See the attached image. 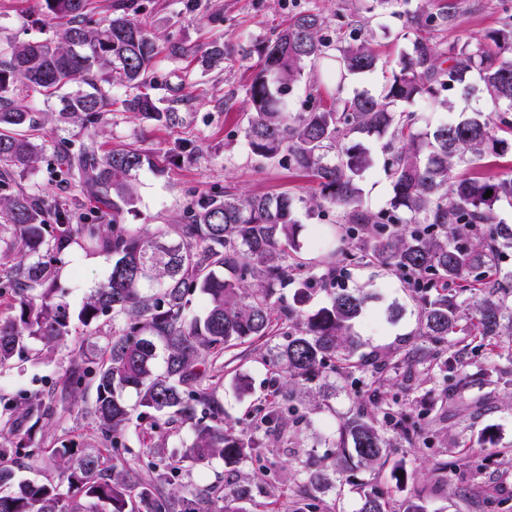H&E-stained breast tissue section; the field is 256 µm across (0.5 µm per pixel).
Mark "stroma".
Instances as JSON below:
<instances>
[{
    "label": "stroma",
    "mask_w": 512,
    "mask_h": 512,
    "mask_svg": "<svg viewBox=\"0 0 512 512\" xmlns=\"http://www.w3.org/2000/svg\"><path fill=\"white\" fill-rule=\"evenodd\" d=\"M136 21L160 46L177 39L193 46L216 36L224 38V62L216 67L184 63L160 54L156 79L161 97L173 101L181 121L166 127L138 114L124 111L121 102L128 88L112 89V110L97 126L83 128L70 124L60 115L59 100L40 107V123L32 139L42 153L34 170L15 174L9 184L0 186V195L19 190L36 194L46 202L67 211L72 219L92 216L95 202L69 179L57 161L60 141L74 144L95 143L102 150L132 144L153 154L164 166L163 176L142 171L135 183L137 202L125 221L129 224L178 223L185 206L224 188L245 196L289 193L308 197L316 185L310 177L288 169L278 162H267L251 154L243 137L247 123L246 88L250 82L253 58L244 49L256 45L282 28L289 17L305 9L320 10L328 19L342 12V0H203L195 11L187 10L185 0H136ZM437 14L452 12L451 21L435 27L434 42L479 43L500 27L505 13L501 0H407L396 9L374 8L361 14L367 39L379 57L377 67L367 73L349 76L337 85L333 71L318 70L298 82L290 93L289 108L294 112L331 103L336 92L351 97L382 92L402 54L415 38L406 26L407 12L418 8ZM52 21L42 16L35 0H0V40H31L46 37ZM369 145L373 166L360 179L363 207L377 212L388 207L392 198L391 182L385 171L389 157L387 140L373 137ZM301 225L299 239L305 256L318 260L342 243L333 232L340 220L336 208L308 214L298 208ZM112 259L103 253H88L73 247L70 257L58 269V284L66 291L72 310H79L85 297L104 284ZM334 288L366 295L367 301L352 326L359 353L396 360L408 350L420 346L416 337V304L404 282L391 271L348 261L337 263ZM112 331L108 319H101L96 330L73 323L63 345L47 348L29 344L0 371V432L12 427L31 430L39 456L16 457L18 478L34 482H62L63 476L51 450L63 442L80 448H98L102 441L85 409L94 400L93 390L77 396L65 394L61 378L74 363L101 356ZM494 367L493 381L473 383L461 395L440 410L437 398L446 382L462 375H475L482 367ZM249 376L251 392L238 395L232 379L235 373ZM448 379L412 386L401 374L391 377L392 392L398 397L397 411L412 420H425L430 431L424 443L415 448H393L388 465L355 474L356 480L373 482L388 493L393 502L409 497L421 499L426 512H512V353L487 347L479 354L462 349L456 341L448 343ZM221 380L218 396L237 429H245L249 414L263 399L270 386L269 376L260 362L256 343L245 342L225 353L218 363ZM39 395L52 409L50 415L15 422L12 409L21 398ZM357 394L356 389L337 383L333 411L317 408L311 395H302L303 420L288 422L278 434L266 436L261 459H249L237 465L214 460L205 467L184 470L179 478L182 493L219 486L228 492L244 488L248 499L244 508L263 503L272 512L288 498L303 492L296 478L301 461L323 457L329 451L325 442L337 427ZM495 433V447L483 448L479 440L485 430ZM157 434L167 447L178 448L190 440L192 425L177 422L155 426L152 417L135 419L127 431V444L133 452L144 449L142 437ZM451 461L447 479H439L436 467L441 460ZM402 464L406 479L396 483L394 464Z\"/></svg>",
    "instance_id": "1"
}]
</instances>
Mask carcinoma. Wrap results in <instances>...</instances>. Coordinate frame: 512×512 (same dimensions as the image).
I'll return each instance as SVG.
<instances>
[{
	"label": "carcinoma",
	"mask_w": 512,
	"mask_h": 512,
	"mask_svg": "<svg viewBox=\"0 0 512 512\" xmlns=\"http://www.w3.org/2000/svg\"><path fill=\"white\" fill-rule=\"evenodd\" d=\"M39 12L55 22L52 37L36 42L0 43V177L35 167L40 148L23 129L39 124L38 112L21 92L61 97L62 118L87 127L97 125L112 106L109 90L98 84H121L139 93L123 101L129 112L166 125L178 113L159 106L154 77L159 47L120 3L99 20L96 0H37ZM436 18L415 11L407 25L418 35L411 50L392 70L381 94L336 98L328 106L305 112L288 109V95L325 58L333 57L340 78L373 70L378 59L367 40L353 28L347 43L325 35L327 18L315 10L293 14L274 38L254 48L258 61L247 89L249 116L244 138L253 155L278 160L317 183L309 198L290 194L244 197L216 193L186 208L182 222L152 230L125 223L136 203L132 181L145 168H158L149 152L118 147L100 154L91 144L61 158L73 180L95 197L112 221L48 224L51 205L19 191L0 197V290L12 294V313L0 316V368L22 354L30 341L54 347L70 335L73 316L64 289L57 284V265L77 244L112 256L106 283L94 289L78 313L90 327L112 321L105 359L82 361L65 374L73 391H95L89 411L92 423L112 452L109 465L98 454L79 455L63 443L53 455L65 466L67 487L52 482L17 480L0 448V512H91L87 503L105 512H246L238 506L246 491L220 494L215 488L188 498L172 484L182 470L208 466L216 458L231 465L260 455L257 431L288 424L296 389L324 380L316 396L319 407L331 409L336 385L325 379L349 380L359 373L381 383L384 374L403 366L419 367L432 377L445 363L448 337L459 336L479 352L483 339L512 337V270L498 268L499 256L512 250V224L495 222V206L512 200V173L494 179L467 177L463 170L485 157L512 150V14L485 41L471 48H441L422 32ZM169 55L193 57L204 64L224 59V42L215 39L197 47L168 41ZM477 78L494 111L475 112L432 132L415 130L411 112L400 103L425 99L448 106L440 92L457 88L462 97ZM389 137L393 145L386 169L393 197L378 213L363 209L361 174L372 156L367 138ZM490 197H485L487 191ZM313 213L330 205L342 211L340 256L358 264L393 269L404 280L418 309L421 346L390 363L375 356L354 357L353 321L366 297L334 292L327 305L304 314L296 308L311 283L334 284L336 261L315 264L301 257L297 204ZM500 296L477 301L474 311L461 295L475 291L489 273ZM293 288L294 304L275 308L274 298ZM200 297L202 313L192 310ZM246 340H261V363L274 390L257 409L254 430L226 423L224 404L214 386L205 356L219 357ZM135 393L129 406L122 393ZM177 417L191 422L192 440L169 450L150 446L136 465L118 467L131 453L126 432L133 416ZM332 439L330 462L314 471L303 465L302 481L315 492L337 489L345 471L382 466L386 451L403 441L413 447L425 440L426 427L390 411L384 393L375 388L354 401L340 418ZM9 448L32 456L38 452L30 431L14 429ZM360 500L357 512H426L416 498L399 506L367 483L353 484Z\"/></svg>",
	"instance_id": "cac0c4a2"
}]
</instances>
